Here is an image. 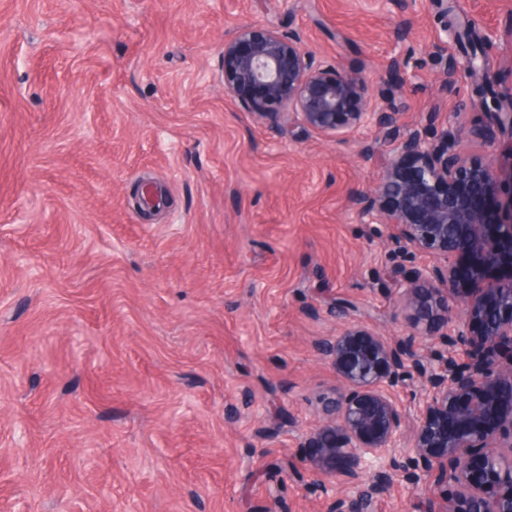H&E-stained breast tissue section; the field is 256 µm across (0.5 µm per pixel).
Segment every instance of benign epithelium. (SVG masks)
Listing matches in <instances>:
<instances>
[{
	"label": "benign epithelium",
	"mask_w": 512,
	"mask_h": 512,
	"mask_svg": "<svg viewBox=\"0 0 512 512\" xmlns=\"http://www.w3.org/2000/svg\"><path fill=\"white\" fill-rule=\"evenodd\" d=\"M224 93L267 125L294 120L322 137L344 141L371 127L386 137L400 132V89L383 79L374 88L340 62L317 61L302 41L265 25H245L224 41ZM470 131L458 114L426 124L397 141L384 158V174L354 204L370 224H383L402 252H423L443 265L418 268L398 278L394 319L410 332L386 339L363 326L315 343L340 378L322 406V423L307 438L314 453L307 466L323 489L346 485L353 494L340 512H369L388 492L393 473L440 487L445 512H512V277L456 294L455 258L470 252L512 265V215L487 236L483 196L495 193L503 169L495 150L470 160ZM483 334L468 336L470 322ZM438 325L445 345L473 348L468 360L425 356L416 337ZM417 376L423 398L410 432L388 388Z\"/></svg>",
	"instance_id": "1"
}]
</instances>
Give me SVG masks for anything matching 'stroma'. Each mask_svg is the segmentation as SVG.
Returning a JSON list of instances; mask_svg holds the SVG:
<instances>
[{"mask_svg": "<svg viewBox=\"0 0 512 512\" xmlns=\"http://www.w3.org/2000/svg\"><path fill=\"white\" fill-rule=\"evenodd\" d=\"M0 0V512H332L308 434L339 384L318 339L392 317L398 255L354 198L394 143L256 122L224 40L263 24L402 75L403 132L457 112L512 149L434 0ZM512 93V0H451ZM161 187L142 217L139 185ZM396 483L373 512H426Z\"/></svg>", "mask_w": 512, "mask_h": 512, "instance_id": "obj_1", "label": "stroma"}]
</instances>
